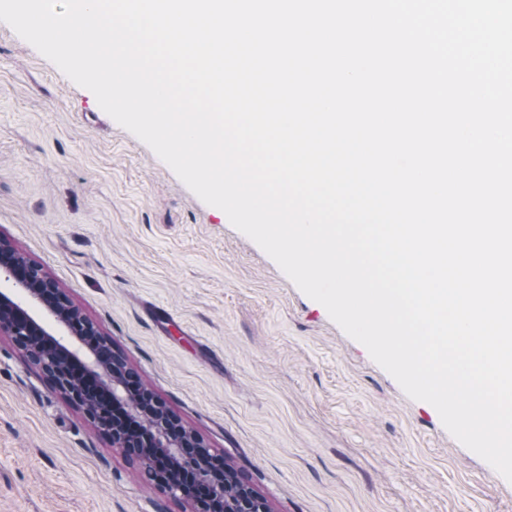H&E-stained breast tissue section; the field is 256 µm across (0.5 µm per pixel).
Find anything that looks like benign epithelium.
Listing matches in <instances>:
<instances>
[{"label": "benign epithelium", "mask_w": 512, "mask_h": 512, "mask_svg": "<svg viewBox=\"0 0 512 512\" xmlns=\"http://www.w3.org/2000/svg\"><path fill=\"white\" fill-rule=\"evenodd\" d=\"M0 277L27 299L41 305L53 320L65 326L70 335L96 336L98 327L86 319L60 291L56 283L38 267L21 261L16 251L0 238ZM5 333L36 364L53 376L56 387L80 407L88 420L112 437V444L136 453V461L145 472L156 476L158 483L171 494L185 500L189 512L218 509L224 502L225 478L235 473L221 457L207 447L197 446L187 456L193 433L175 426L174 415L156 403L160 411L137 429H127L115 421L108 407L99 402L92 380L107 388L115 401L127 400L124 381L125 361L114 357L101 360L96 350L85 353L56 337L37 320L13 292H0V334ZM225 512H270L265 500L256 492L225 507Z\"/></svg>", "instance_id": "1"}]
</instances>
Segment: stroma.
Masks as SVG:
<instances>
[{
  "label": "stroma",
  "mask_w": 512,
  "mask_h": 512,
  "mask_svg": "<svg viewBox=\"0 0 512 512\" xmlns=\"http://www.w3.org/2000/svg\"><path fill=\"white\" fill-rule=\"evenodd\" d=\"M0 237L271 512H512L225 213L0 22ZM0 335V512H185Z\"/></svg>",
  "instance_id": "35a3bbf8"
}]
</instances>
